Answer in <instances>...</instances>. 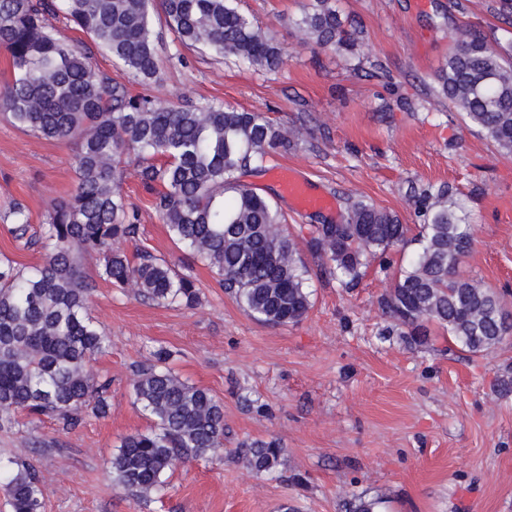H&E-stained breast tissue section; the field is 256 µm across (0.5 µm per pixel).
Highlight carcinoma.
<instances>
[{"label": "carcinoma", "mask_w": 512, "mask_h": 512, "mask_svg": "<svg viewBox=\"0 0 512 512\" xmlns=\"http://www.w3.org/2000/svg\"><path fill=\"white\" fill-rule=\"evenodd\" d=\"M158 9L183 47L256 70L284 64V48L234 0H0V50L13 71L0 89V107L17 127L75 146L74 189L51 201L40 230L20 201L5 214L15 240L48 255L31 269L0 257V429L14 427L21 414H52L69 428L109 412L110 382L97 379L91 366L109 341L89 313L96 283L80 255H97V277L115 288H134L161 305L200 303L191 274L149 252L132 260L121 251L140 232L123 193L130 176L154 193L152 207L175 244L214 271L250 315L280 326L300 321L311 307L309 270L284 214L242 181L294 149L303 129L287 131L263 112L222 103L177 105L153 93L133 95L51 23L63 15L124 73L152 83L161 62ZM297 27L304 45L364 53L334 0H310ZM437 80L463 119L511 155L509 49L460 28ZM411 202L420 227L412 239L394 213L349 198L340 222L316 225L308 249L323 273L354 288L369 259L416 244L378 300L382 312L415 344L427 341L435 323L471 354L494 351L512 337V313L499 293L460 271L474 244L462 207L446 184L414 189ZM171 356L160 347L138 369L135 401L152 425L126 435L106 471L112 486L137 502L160 494L178 465L224 451V403L175 375ZM281 455L273 439L234 451L257 473L276 471ZM0 490L10 512H43L34 464L0 457Z\"/></svg>", "instance_id": "obj_1"}]
</instances>
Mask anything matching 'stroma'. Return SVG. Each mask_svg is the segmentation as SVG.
I'll use <instances>...</instances> for the list:
<instances>
[{
	"mask_svg": "<svg viewBox=\"0 0 512 512\" xmlns=\"http://www.w3.org/2000/svg\"><path fill=\"white\" fill-rule=\"evenodd\" d=\"M305 2L237 0L286 48L278 70L177 49L168 30L157 84H126L174 104L224 103L268 113L285 128L307 127L306 140L276 164L332 196L334 212L297 211L271 172L244 180L278 203L310 266L313 225L341 219L346 197L373 202L412 227L411 185L448 183L475 228L464 274L512 308V154L465 122L437 82L457 27L507 47L512 13L501 0H335L369 50L360 59L301 44L295 23ZM72 156L68 144L22 130L0 111V255L27 268L42 263V252L17 246L3 217L19 199L33 224L44 223L49 200L74 188ZM124 191L141 224L127 255L178 256L151 191L132 177ZM401 260L393 254L384 269L371 261L351 289L312 277L307 315L271 326L241 308L202 263L191 269L201 303L186 309L113 288L96 277L98 257L83 255L84 271L97 280L91 314L110 343L93 363L112 382L110 412L69 431L48 416L20 419L0 431V454L37 467L45 512H280L285 504L296 512H351L373 498L383 500L384 512H512V395L494 389L512 366V342L474 356L434 326L427 343H408L377 303ZM162 346L179 377L223 401L226 452L177 468L162 498L136 503L105 470L124 436L151 425L132 385ZM271 439L283 450L275 474L253 472L230 454Z\"/></svg>",
	"mask_w": 512,
	"mask_h": 512,
	"instance_id": "stroma-1",
	"label": "stroma"
}]
</instances>
